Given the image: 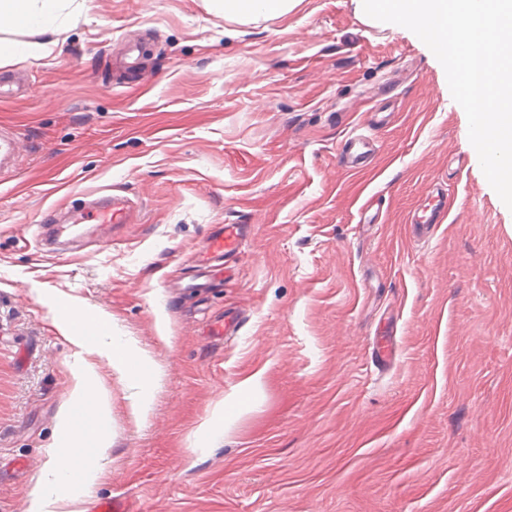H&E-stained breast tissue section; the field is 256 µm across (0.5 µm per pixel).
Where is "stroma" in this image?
Masks as SVG:
<instances>
[{
  "label": "stroma",
  "mask_w": 512,
  "mask_h": 512,
  "mask_svg": "<svg viewBox=\"0 0 512 512\" xmlns=\"http://www.w3.org/2000/svg\"><path fill=\"white\" fill-rule=\"evenodd\" d=\"M355 0H300L241 24L208 0H84L49 42L0 59V130L21 144L0 183V512H30L64 448L76 347L61 304L98 309L163 366L136 422L111 387L104 472L84 512H512V210L473 159L446 73L410 31L361 22ZM146 45L134 79L123 44ZM370 136L363 174L337 164ZM448 211L408 226L430 187ZM138 223L75 229L38 251L53 210L102 190ZM372 195L377 224L353 200ZM227 224L252 233L234 276L183 290ZM230 340L207 336L225 311ZM262 372L228 431L224 399Z\"/></svg>",
  "instance_id": "1"
}]
</instances>
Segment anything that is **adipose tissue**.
I'll list each match as a JSON object with an SVG mask.
<instances>
[{
	"label": "adipose tissue",
	"instance_id": "1",
	"mask_svg": "<svg viewBox=\"0 0 512 512\" xmlns=\"http://www.w3.org/2000/svg\"><path fill=\"white\" fill-rule=\"evenodd\" d=\"M226 17L249 21L291 11L297 0H211ZM81 10V0H0V25L23 26L40 33L53 31L66 8ZM61 331L83 356L74 375L71 398L62 416L67 449L57 454L33 492L31 512H73L76 496L71 485L94 481L102 472L109 446L107 431L111 411L110 393L95 371V359H106L118 369H127L134 351L130 343L116 338L107 318L96 309L78 306L61 324ZM90 450L94 463L74 470V449Z\"/></svg>",
	"mask_w": 512,
	"mask_h": 512
}]
</instances>
